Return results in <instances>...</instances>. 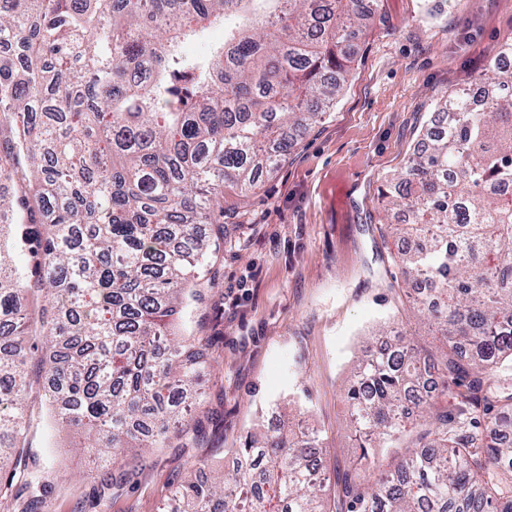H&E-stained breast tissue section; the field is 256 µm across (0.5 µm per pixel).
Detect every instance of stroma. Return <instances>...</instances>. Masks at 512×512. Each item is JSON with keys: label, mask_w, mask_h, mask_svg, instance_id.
Listing matches in <instances>:
<instances>
[{"label": "stroma", "mask_w": 512, "mask_h": 512, "mask_svg": "<svg viewBox=\"0 0 512 512\" xmlns=\"http://www.w3.org/2000/svg\"><path fill=\"white\" fill-rule=\"evenodd\" d=\"M508 39L512 0H379L325 119L298 131L256 188L224 192L220 285L201 289L179 325L185 338H220L192 412L204 438L130 460L128 479L104 492L105 471L77 452L79 435L30 399L24 457L48 487L42 512H159L193 461L231 466L272 403L321 431L328 481L353 467L345 389L374 332L395 323L417 346L439 343L391 259L389 227L405 216L380 191L407 166L438 100L483 75Z\"/></svg>", "instance_id": "stroma-1"}]
</instances>
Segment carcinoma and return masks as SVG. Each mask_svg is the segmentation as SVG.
<instances>
[{
	"mask_svg": "<svg viewBox=\"0 0 512 512\" xmlns=\"http://www.w3.org/2000/svg\"><path fill=\"white\" fill-rule=\"evenodd\" d=\"M378 0H0V123L16 139L0 184L19 183L42 223L23 231L34 271L15 266L0 224V500L39 512L46 485L22 464L38 391L53 421L119 463L187 432L214 338L185 343L177 319L216 264L224 188L247 191L321 121ZM224 25V41L183 46ZM512 42L486 65L495 93L445 95L440 129L382 193L408 219L395 259L444 359L383 328L346 399L357 464L421 419L407 457L347 512H512ZM206 224L202 234L198 226ZM458 400L441 412L440 398ZM481 413L466 427L460 416ZM318 430L250 432L233 468L176 487L163 512H328Z\"/></svg>",
	"mask_w": 512,
	"mask_h": 512,
	"instance_id": "cac0c4a2",
	"label": "carcinoma"
}]
</instances>
